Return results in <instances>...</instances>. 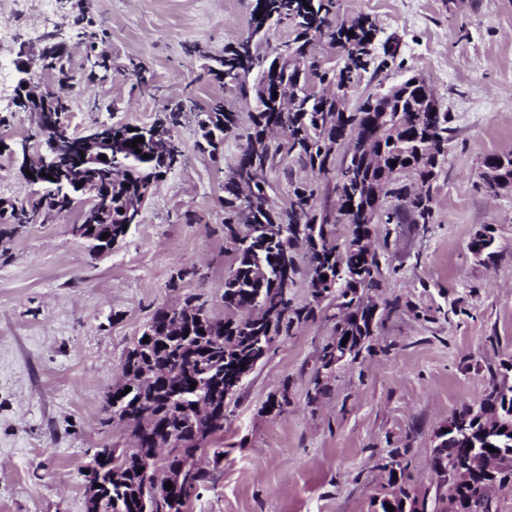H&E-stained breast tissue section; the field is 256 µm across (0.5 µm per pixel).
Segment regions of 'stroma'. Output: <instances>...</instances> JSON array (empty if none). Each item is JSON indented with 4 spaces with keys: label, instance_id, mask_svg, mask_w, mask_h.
Segmentation results:
<instances>
[{
    "label": "stroma",
    "instance_id": "35a3bbf8",
    "mask_svg": "<svg viewBox=\"0 0 512 512\" xmlns=\"http://www.w3.org/2000/svg\"><path fill=\"white\" fill-rule=\"evenodd\" d=\"M254 0H59L38 17L60 26L79 65L88 43L112 69L73 95L61 123L150 126L168 104L184 114L170 133L182 163L154 183L138 224L93 258L71 233L80 211L8 232L0 224V512H85L83 470L95 448L130 447L106 424L108 387L153 311L190 294L223 315L230 254L219 198L238 141L213 163L196 143L197 104L244 103L200 79L203 52L246 36ZM366 17L372 55L398 43L390 68L361 73L348 109L417 74L451 115L445 160L431 183L428 224H380L372 247L383 275L373 334L357 359L320 370L335 337L332 308L277 337L224 406V460L189 512H371L387 487L380 458L399 449L412 488H434L436 429L480 402L492 374L512 364V188L487 192L481 160L512 151V0H336L338 21ZM0 139L45 140L33 113L0 105ZM490 231L495 256L468 247ZM323 391L310 400L315 383ZM287 397L282 413L267 401Z\"/></svg>",
    "mask_w": 512,
    "mask_h": 512
}]
</instances>
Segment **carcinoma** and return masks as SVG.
<instances>
[{"label": "carcinoma", "instance_id": "1", "mask_svg": "<svg viewBox=\"0 0 512 512\" xmlns=\"http://www.w3.org/2000/svg\"><path fill=\"white\" fill-rule=\"evenodd\" d=\"M333 5L334 0H255L247 36L234 47L207 55V79L224 85L248 106L247 126L238 135L240 151L224 175V196L220 198L224 235L231 251L224 274V316H216L208 301L190 295L178 310L169 311L164 305L157 308L134 339L122 362L131 375V390L124 395V388L114 387L105 395L112 415L126 424L134 445L112 459V475L118 476V481L112 482V493L103 501L101 512H187L198 489L212 479L211 471L191 470L185 484L168 490L147 481L143 469L149 463L176 469L223 430L224 419L215 423L211 419L210 381L247 358L257 336L289 334L308 321L313 305L327 298L336 302L338 310L336 338L341 342L348 334L351 345H356V337L369 335L372 310L362 305L363 298L382 287L379 259L356 248L358 239L378 223H431L432 199L412 196V190L398 183L393 174L412 171L422 183L432 181L441 162L420 159L412 144L425 138L448 141V112L412 94L404 95L402 87L388 96L368 95L354 112L337 109L330 89L352 85L359 71L367 69L375 27L363 18L348 26L336 22ZM258 12L262 17H256ZM288 20L296 28L295 38L273 43V28ZM317 40L339 45L342 62L324 67L314 53ZM90 51L94 55L87 56L78 75L62 55L39 72L58 71L61 85L92 82L97 72L112 69V59L95 53L93 46ZM312 83L323 90H310ZM275 91L288 93V106L273 98ZM387 110L397 119L394 138L377 134L378 119ZM198 124L201 141L197 150L217 162L224 135L239 128L240 115L226 110L224 100L215 98L199 109ZM137 137L136 132L121 139L115 135L112 140L119 147L105 146L122 177L112 185V222L99 228L100 235L122 229L129 211L141 203L139 189L182 160L178 144L172 145L165 165L152 142L132 147L130 142ZM335 147L346 149L348 163L336 164ZM290 157L318 178L332 174L342 179L345 203H354L356 208L346 210L340 202L332 209L318 208L316 189L310 182L291 184L288 204L275 205L267 173ZM393 160L397 161L394 167ZM484 162L494 163L491 177L483 179L487 191H496L501 180L512 181L511 152L487 155ZM39 187L35 196L25 201L1 199L0 222L19 226L42 223L72 210L68 198L80 197L76 185L57 177L42 179ZM384 198L405 201V209L382 207ZM338 224L351 226V236L342 244L336 240ZM268 237L277 238L276 244H267ZM298 245L304 248L303 267L297 262ZM284 253L291 266L289 287L296 286L298 276H305L313 304L295 306L292 295L280 285ZM175 319L189 330L188 336L168 333L167 326ZM146 337L147 343L143 342ZM336 342L325 345L320 353L324 369L334 359ZM193 383L196 387L192 389ZM481 403L498 410L499 427L506 426L508 431L491 436L486 422L478 415L469 417L471 406L465 405L451 419L455 424L467 423L472 449L460 444L450 431L448 446L442 454L431 455V466L440 474L449 468H463L468 466L471 450L486 453L492 446L499 468L492 473L471 469L467 481L453 492L437 489L432 495L412 491L393 478L379 498L380 512H389V505L394 512H401L404 498L422 500V512H491L492 485L512 480V382L507 375L491 382ZM158 437L172 438L173 447L166 458L156 461Z\"/></svg>", "mask_w": 512, "mask_h": 512}]
</instances>
